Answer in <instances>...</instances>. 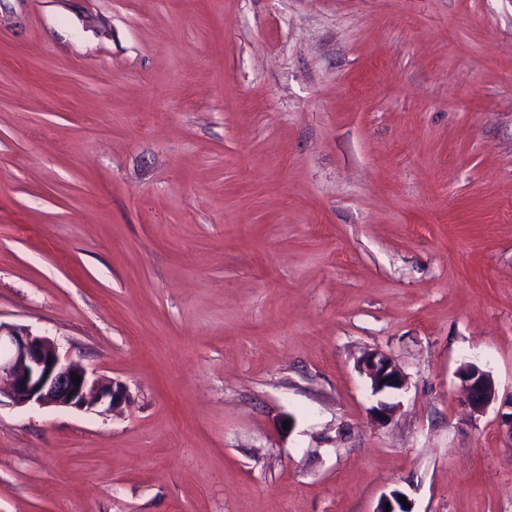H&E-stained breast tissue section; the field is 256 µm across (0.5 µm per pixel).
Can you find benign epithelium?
<instances>
[{
    "instance_id": "7a95c632",
    "label": "benign epithelium",
    "mask_w": 512,
    "mask_h": 512,
    "mask_svg": "<svg viewBox=\"0 0 512 512\" xmlns=\"http://www.w3.org/2000/svg\"><path fill=\"white\" fill-rule=\"evenodd\" d=\"M372 392L381 394L402 389L406 379L391 358L378 352L365 353L360 359ZM80 378L75 383L73 378ZM459 378L471 410L480 412L496 400V386L487 372L474 364H465ZM17 407L38 405L74 410H91L105 405L113 410L127 398L125 385L118 380L94 377L79 362L61 355L58 344L48 336L35 335L24 328L0 323V396ZM397 406L379 401L372 408L374 420L384 425ZM398 489L384 495L376 512H412L403 508Z\"/></svg>"
}]
</instances>
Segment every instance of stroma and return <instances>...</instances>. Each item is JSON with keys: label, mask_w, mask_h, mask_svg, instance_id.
I'll return each mask as SVG.
<instances>
[{"label": "stroma", "mask_w": 512, "mask_h": 512, "mask_svg": "<svg viewBox=\"0 0 512 512\" xmlns=\"http://www.w3.org/2000/svg\"><path fill=\"white\" fill-rule=\"evenodd\" d=\"M0 322V512H512V0H0ZM73 377H80L79 387ZM2 395L17 407L79 411L102 405L113 411L128 396L122 382L93 377L80 362L62 356L50 337L0 322V403ZM363 373L370 380L374 395L402 389L406 379L391 358L378 351L365 353L360 359ZM459 378L467 405L474 412H480L496 400V386L487 372L474 364H464Z\"/></svg>", "instance_id": "obj_1"}]
</instances>
